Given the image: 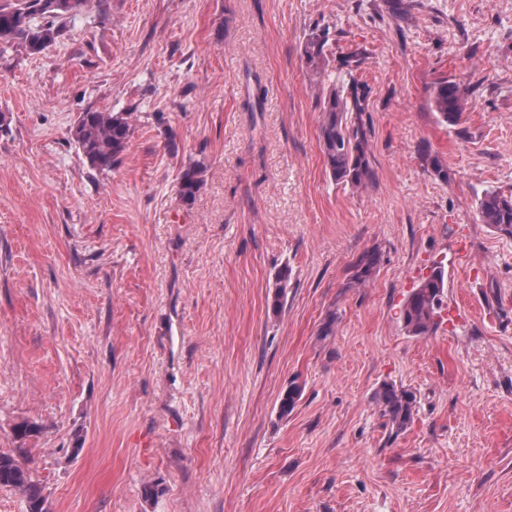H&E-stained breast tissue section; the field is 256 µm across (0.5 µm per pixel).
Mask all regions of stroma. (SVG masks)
Instances as JSON below:
<instances>
[{
  "label": "stroma",
  "instance_id": "obj_1",
  "mask_svg": "<svg viewBox=\"0 0 512 512\" xmlns=\"http://www.w3.org/2000/svg\"><path fill=\"white\" fill-rule=\"evenodd\" d=\"M401 2L103 0L43 53H0V452L25 446L50 512H512V237L477 213L512 195V0ZM350 75L360 189L319 141L318 83ZM441 78L458 124L429 107ZM105 109L135 131L101 171L70 129ZM439 263L443 321L409 335L399 309ZM386 382L416 397L399 433ZM329 41V32L326 29L320 33H312L304 44L302 55L306 68L316 75L325 72L327 66L325 47ZM465 92L453 80L440 79L431 88L429 104L438 120L448 125L458 124L464 112ZM200 174L201 169L197 165L189 166L182 172L179 192L184 201L192 202L195 199L202 185Z\"/></svg>",
  "mask_w": 512,
  "mask_h": 512
}]
</instances>
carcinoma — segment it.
<instances>
[{"label": "carcinoma", "instance_id": "cac0c4a2", "mask_svg": "<svg viewBox=\"0 0 512 512\" xmlns=\"http://www.w3.org/2000/svg\"><path fill=\"white\" fill-rule=\"evenodd\" d=\"M100 0H0V50L16 43L24 45L31 54H40L52 46L63 28V23L94 6ZM329 32L325 29L309 35L302 55L306 68L320 75L327 66L325 47ZM368 92L351 78L348 83L332 85L318 98L322 121L319 140L325 167L338 184L361 187L371 177L368 138L361 122ZM465 92L453 80L440 79L431 88L429 104L438 120L456 125L464 112ZM134 132L132 113L89 110L81 113L70 129L71 138L90 167L110 170L120 162L128 149ZM201 169L192 165L182 172L179 192L186 202L195 199L202 179ZM481 221L512 236V196L487 191L479 199ZM378 263L374 251L363 253L354 265V280L366 282ZM288 271L276 279L270 308L279 313L285 303ZM445 288L443 267H434L406 297L401 311L405 330L412 336H428L439 326L442 297ZM302 394V387L292 382L279 399V415L288 416ZM376 401L388 417L395 432L403 431L410 423L414 408L413 392L383 383L376 392ZM0 488L21 494L28 512H49L42 487L30 470L12 454L0 453Z\"/></svg>", "mask_w": 512, "mask_h": 512}]
</instances>
